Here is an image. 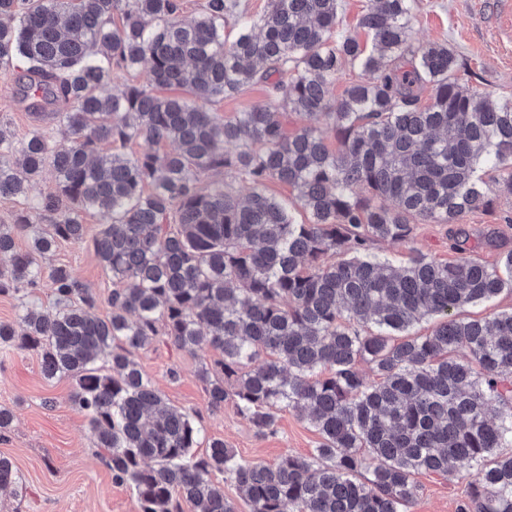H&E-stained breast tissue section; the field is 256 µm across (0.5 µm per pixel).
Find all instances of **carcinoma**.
<instances>
[{"label":"carcinoma","mask_w":512,"mask_h":512,"mask_svg":"<svg viewBox=\"0 0 512 512\" xmlns=\"http://www.w3.org/2000/svg\"><path fill=\"white\" fill-rule=\"evenodd\" d=\"M414 2L368 0L336 40L340 0H268L256 15L205 0L191 21L179 0H0V67L19 69L36 121L12 136L0 113V197L28 201L48 166L57 185L0 224V295L45 278L54 295L50 312L23 301L0 321V345L72 380L93 447L139 512H237L216 473L250 512H406L415 476L461 471L457 512H512V311L459 315L512 290V250L497 266L373 253L411 243L416 224H452L466 242L464 217L493 189L512 193V97L462 85L448 44L413 45ZM347 68L357 79L336 98ZM256 84L266 101L217 114ZM290 112L325 118L336 147L312 124L288 130ZM90 211L112 274L105 317L68 267L44 264L58 243L86 242ZM425 318L431 332L413 333ZM159 338L219 351L198 367L207 407L233 401L259 435L295 411L320 437L313 456L253 464L220 439L195 455L198 413L168 405L134 358ZM20 482L0 456V489Z\"/></svg>","instance_id":"1"}]
</instances>
